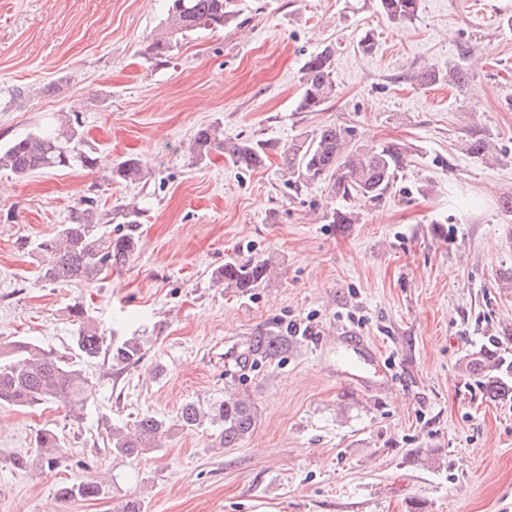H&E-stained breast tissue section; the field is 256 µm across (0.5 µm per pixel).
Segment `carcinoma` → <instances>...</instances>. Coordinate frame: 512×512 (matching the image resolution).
<instances>
[{
	"instance_id": "cac0c4a2",
	"label": "carcinoma",
	"mask_w": 512,
	"mask_h": 512,
	"mask_svg": "<svg viewBox=\"0 0 512 512\" xmlns=\"http://www.w3.org/2000/svg\"><path fill=\"white\" fill-rule=\"evenodd\" d=\"M165 29L150 42L148 53L156 62L167 61L181 38L196 30L224 27L232 16L231 0H170ZM383 12L393 20L408 23L417 17L420 0H380ZM336 47L329 44L309 56L301 68L302 93L298 110L320 112L336 95ZM465 87L472 82L469 72L459 66L443 75L433 68L417 72L413 79L420 86L443 79ZM463 150L486 164L499 160L497 145L491 134L470 124L465 126ZM270 145L262 141L224 142L221 127L214 124L197 128L191 140V154L202 161L213 150L224 152L232 165L240 170L265 166ZM281 170L295 193L318 185L328 190L336 206L326 210L329 224H356L359 213L353 204L379 206L390 196L407 166L405 151L396 144L366 145L355 142L353 131L324 125L312 134L298 138L279 153ZM79 166L95 169L100 157L84 148L79 130L70 116L59 119L55 129H44L13 141L0 152V168L19 178L46 169ZM110 177L116 184H131L145 177L141 162L133 157L110 166ZM122 219L114 226L112 220ZM139 208L119 205L102 213L88 202L74 209L70 222L57 232L37 241L33 250L44 257L36 281L65 286L95 284L112 269H120L138 253L141 224ZM277 261L258 258L240 262L229 258L217 270L212 281L217 286L247 295L267 283L275 274ZM69 315L77 329L72 338V351L59 353L27 340L0 341V404L21 408H37L61 404L72 414L84 406L83 393L87 378L83 365L100 358L110 361L111 368L123 372L137 364L145 353L144 341L130 336L113 341L90 317L79 302L69 307ZM288 352V337L273 334L249 347V354L262 360H276ZM465 370L476 377L483 392L494 400H512V360L494 349L482 350L465 362ZM209 419L218 424L215 443L231 448L249 437L258 422V412L251 400L231 395L219 403L203 406L197 402L184 404L177 416L179 427L191 430ZM169 424L154 415L136 417L130 427H110L108 436L113 452L138 456L161 447V439ZM47 466L59 463L62 441L51 429L39 431L35 438ZM64 500L94 499L103 493L102 483L93 480L62 485L58 489Z\"/></svg>"
}]
</instances>
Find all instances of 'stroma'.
<instances>
[{"label": "stroma", "instance_id": "obj_1", "mask_svg": "<svg viewBox=\"0 0 512 512\" xmlns=\"http://www.w3.org/2000/svg\"><path fill=\"white\" fill-rule=\"evenodd\" d=\"M167 9L0 0V149L73 110L103 161L23 179L0 168V340L68 351L76 302L112 338L148 340L121 375L86 366L80 418L0 405V512H118L130 497L145 512H512V400L486 398L462 369L494 338L512 354V216L500 207L512 194V0H422L402 24L378 0H232L224 28L188 33L159 65L146 47ZM368 29L366 54L356 41ZM330 43L336 96L299 111L300 69ZM453 66L472 88L410 82ZM464 112L496 140L495 164L460 150ZM214 123L225 140L280 146L335 123L400 144L410 163L383 205L329 224L325 192L295 194L277 164L243 172L218 151L192 157L194 131ZM127 157L146 179L112 183L109 165ZM88 200L139 207L137 255L90 287L35 285L32 242ZM268 255L279 273L252 294L213 284L227 258ZM292 320L309 334L289 335ZM340 328L387 360L380 391L337 382ZM273 333L290 338L282 359L234 365ZM228 391L259 414L239 445L213 447L207 421L176 426L185 403ZM141 413L170 422L160 448L113 454L107 425ZM41 428L62 436L56 467L35 446ZM87 478L103 479L98 499L58 498Z\"/></svg>", "mask_w": 512, "mask_h": 512}]
</instances>
